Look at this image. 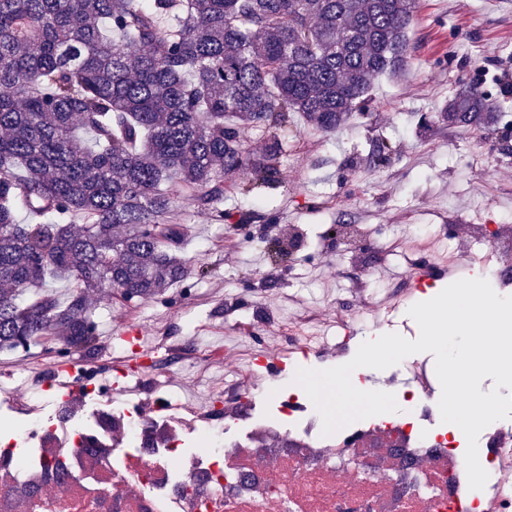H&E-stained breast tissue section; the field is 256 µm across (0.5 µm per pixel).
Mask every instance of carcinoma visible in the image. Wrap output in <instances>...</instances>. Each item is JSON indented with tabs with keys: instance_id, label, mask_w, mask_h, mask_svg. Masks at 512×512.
<instances>
[{
	"instance_id": "obj_1",
	"label": "carcinoma",
	"mask_w": 512,
	"mask_h": 512,
	"mask_svg": "<svg viewBox=\"0 0 512 512\" xmlns=\"http://www.w3.org/2000/svg\"><path fill=\"white\" fill-rule=\"evenodd\" d=\"M418 0H0V349L94 335L89 296L150 298L188 275L173 198L207 208L299 112L330 131L409 67ZM491 97L446 112L482 125ZM39 218L21 224L17 213ZM59 278L64 301L45 290Z\"/></svg>"
}]
</instances>
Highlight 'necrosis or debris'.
<instances>
[{"instance_id": "necrosis-or-debris-1", "label": "necrosis or debris", "mask_w": 512, "mask_h": 512, "mask_svg": "<svg viewBox=\"0 0 512 512\" xmlns=\"http://www.w3.org/2000/svg\"><path fill=\"white\" fill-rule=\"evenodd\" d=\"M480 241L493 258V289L511 287L512 226H475L454 238L451 257H470ZM404 367L416 381L403 394L407 417L361 420L326 437L318 417L294 413L247 428L253 396L242 386L223 424L245 426L243 444L224 445L223 424L212 423L183 455L181 438L148 410L107 409L74 425L31 421L30 448L0 464V512H512V482L501 478L512 465V423L480 433L489 477L469 490L453 441L428 427L419 364Z\"/></svg>"}]
</instances>
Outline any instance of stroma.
I'll use <instances>...</instances> for the list:
<instances>
[{"label": "stroma", "instance_id": "obj_1", "mask_svg": "<svg viewBox=\"0 0 512 512\" xmlns=\"http://www.w3.org/2000/svg\"><path fill=\"white\" fill-rule=\"evenodd\" d=\"M409 41V77L380 78L366 112L331 133L298 114L284 138L244 130L260 146L282 140L271 184L253 186L243 170L226 177L223 200L210 208L176 197L172 220L190 265L185 281L147 299L106 291L93 304L92 350L68 355L55 337L0 350V390L14 393L0 397V448L23 441L16 397H25L34 419L56 422L60 401L44 386L61 364L90 368L98 384L125 365L131 393L116 401L119 409L147 399L157 384L196 408L245 379L259 395L256 416L267 419L287 404L296 369L345 364L372 331L417 339L408 311L422 291H392L409 272L407 246L419 244L444 268L452 225L512 224V0H421ZM465 85L499 104L490 147L482 145V130L444 117ZM378 142L388 144L391 159L375 166L367 155ZM342 219L365 225L382 246L374 297L356 299L336 280L337 265L350 256L328 228ZM292 236L297 247L284 270L266 277L273 248L287 247ZM287 321L324 336L323 355L293 350ZM341 321L356 335L342 354ZM208 349L221 351L222 360H200ZM262 352L293 366L270 379L252 367Z\"/></svg>", "mask_w": 512, "mask_h": 512}]
</instances>
